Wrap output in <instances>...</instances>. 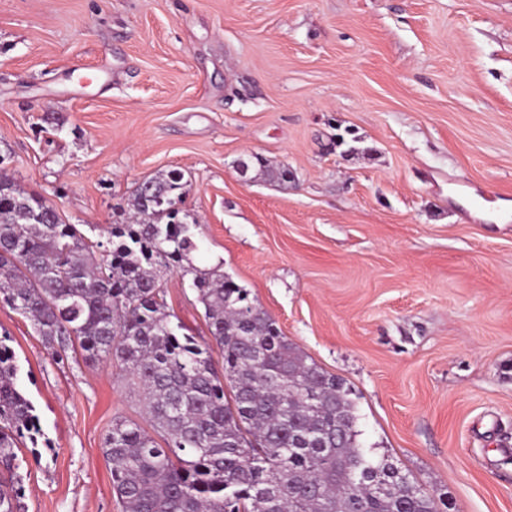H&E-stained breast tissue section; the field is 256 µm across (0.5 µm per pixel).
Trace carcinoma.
Returning a JSON list of instances; mask_svg holds the SVG:
<instances>
[{"instance_id":"1","label":"carcinoma","mask_w":512,"mask_h":512,"mask_svg":"<svg viewBox=\"0 0 512 512\" xmlns=\"http://www.w3.org/2000/svg\"><path fill=\"white\" fill-rule=\"evenodd\" d=\"M182 176L146 179L93 240L0 174V302L52 360L116 363L155 438L118 419L103 439L122 512H440L390 457L362 447L351 390L324 372L220 267L199 268L196 223L175 208ZM190 277L212 343L170 311L155 270ZM0 336V512H24L14 448L44 436ZM221 352L216 366L213 348Z\"/></svg>"}]
</instances>
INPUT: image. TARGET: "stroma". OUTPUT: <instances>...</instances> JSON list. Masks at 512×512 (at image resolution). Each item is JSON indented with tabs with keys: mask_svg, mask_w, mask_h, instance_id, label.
<instances>
[{
	"mask_svg": "<svg viewBox=\"0 0 512 512\" xmlns=\"http://www.w3.org/2000/svg\"><path fill=\"white\" fill-rule=\"evenodd\" d=\"M256 156L287 184L243 182ZM0 168L100 228L180 172L194 265L352 389L364 447L512 512V0H0ZM1 333L49 441L16 450L25 512H121L103 438L151 427L126 372L55 363L4 303Z\"/></svg>",
	"mask_w": 512,
	"mask_h": 512,
	"instance_id": "1",
	"label": "stroma"
}]
</instances>
